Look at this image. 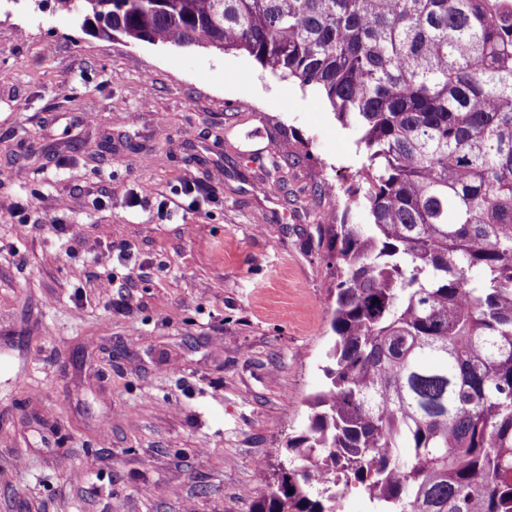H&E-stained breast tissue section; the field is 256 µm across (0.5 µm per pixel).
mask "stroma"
Segmentation results:
<instances>
[{"label": "stroma", "mask_w": 512, "mask_h": 512, "mask_svg": "<svg viewBox=\"0 0 512 512\" xmlns=\"http://www.w3.org/2000/svg\"><path fill=\"white\" fill-rule=\"evenodd\" d=\"M356 140L245 52L0 0V512H250L326 382Z\"/></svg>", "instance_id": "1"}]
</instances>
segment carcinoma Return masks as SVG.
<instances>
[{
    "label": "carcinoma",
    "instance_id": "1",
    "mask_svg": "<svg viewBox=\"0 0 512 512\" xmlns=\"http://www.w3.org/2000/svg\"><path fill=\"white\" fill-rule=\"evenodd\" d=\"M106 37L242 50L357 135L367 224H328L334 341L251 512H512V6L56 0Z\"/></svg>",
    "mask_w": 512,
    "mask_h": 512
}]
</instances>
